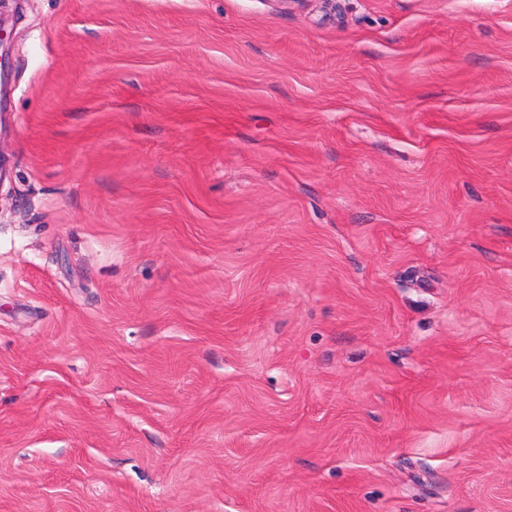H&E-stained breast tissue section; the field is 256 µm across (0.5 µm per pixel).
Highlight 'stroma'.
Listing matches in <instances>:
<instances>
[{
	"label": "stroma",
	"instance_id": "1",
	"mask_svg": "<svg viewBox=\"0 0 512 512\" xmlns=\"http://www.w3.org/2000/svg\"><path fill=\"white\" fill-rule=\"evenodd\" d=\"M0 32V512H512V0Z\"/></svg>",
	"mask_w": 512,
	"mask_h": 512
}]
</instances>
